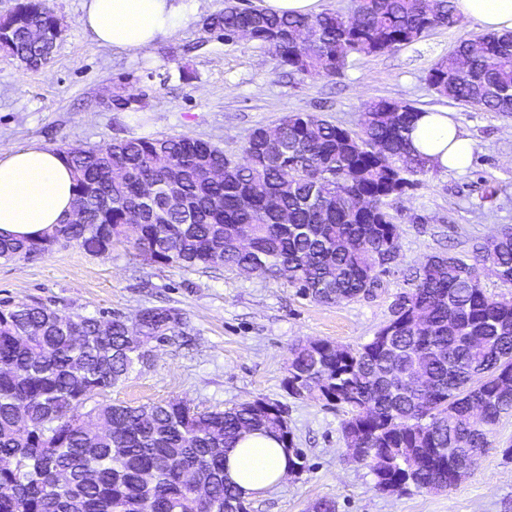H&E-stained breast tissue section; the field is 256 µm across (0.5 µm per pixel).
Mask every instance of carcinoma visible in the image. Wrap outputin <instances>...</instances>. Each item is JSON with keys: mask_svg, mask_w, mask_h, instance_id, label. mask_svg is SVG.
Here are the masks:
<instances>
[{"mask_svg": "<svg viewBox=\"0 0 512 512\" xmlns=\"http://www.w3.org/2000/svg\"><path fill=\"white\" fill-rule=\"evenodd\" d=\"M207 31L247 41L307 78L339 74L351 56H376L460 23L452 0H354L345 13H269L229 0L205 18ZM58 19L48 0H21L6 17L0 50L38 68ZM441 98L512 114V35L463 39L428 70ZM420 109L404 101L364 104L359 129L316 112H290L253 129L245 163L210 141L179 135L134 137L63 150L75 200L66 221L39 239L0 235V259H29L77 244L93 256L128 246L148 264L240 268L284 279L321 304L352 301L382 287L381 257L396 261L399 228L391 202L416 185L428 161L412 152ZM176 179L187 208L161 212ZM159 188L155 197L143 186ZM471 262L432 255L409 270L413 288L392 318L355 347L328 340L291 350L285 387L315 388L347 409L342 436L361 449L379 490H446L453 466L474 470L493 427L512 413V297L485 292L489 272L512 288V231L478 242ZM131 325L114 316L69 315L38 301L0 302V512H239L224 478L226 451L243 434H274L302 468L284 409L264 400L223 411L185 401L137 406L90 396L122 384L151 360L143 346L176 344L183 314L145 307ZM209 490L199 498L184 475Z\"/></svg>", "mask_w": 512, "mask_h": 512, "instance_id": "obj_1", "label": "carcinoma"}]
</instances>
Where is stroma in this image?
<instances>
[{"label":"stroma","instance_id":"35a3bbf8","mask_svg":"<svg viewBox=\"0 0 512 512\" xmlns=\"http://www.w3.org/2000/svg\"><path fill=\"white\" fill-rule=\"evenodd\" d=\"M185 4L189 20L172 37L146 51H117L82 28V0H50L63 29L50 62L30 70L0 52V150L184 135L237 157L253 128L274 125L286 113L317 112L354 130L364 103L388 98L451 112L475 143L470 168L428 171L394 201L399 256L368 298L323 305L258 272L149 265L124 246L96 257L71 244L0 261V302L38 299L66 315L105 319L131 318L145 307L180 309L186 344L157 345L150 363L92 401L184 400L204 411L257 399L281 405L302 468L247 500L248 512H311L324 499L335 512H512V415L500 419L492 447L456 488L389 494L345 447L344 409L293 398L284 385L294 346L369 341L390 320L396 296L409 291L408 269L448 252L471 259L476 242L512 229V115L448 101L425 81L432 64L477 35V26L464 20L438 28L396 50L351 57L341 75L310 79L282 72L253 44L227 45L205 32L203 19L222 11L225 0ZM119 87L141 97L142 108L105 109L102 99ZM490 185L498 192L489 200Z\"/></svg>","mask_w":512,"mask_h":512}]
</instances>
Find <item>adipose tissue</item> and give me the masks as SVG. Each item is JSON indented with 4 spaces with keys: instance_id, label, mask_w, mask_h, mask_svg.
Masks as SVG:
<instances>
[{
    "instance_id": "ef3b65f1",
    "label": "adipose tissue",
    "mask_w": 512,
    "mask_h": 512,
    "mask_svg": "<svg viewBox=\"0 0 512 512\" xmlns=\"http://www.w3.org/2000/svg\"><path fill=\"white\" fill-rule=\"evenodd\" d=\"M458 15L485 32H512V0H454ZM81 22L101 45L142 51L171 37L189 15L180 0H83ZM411 147L433 168L465 171L472 139L443 111L417 114ZM72 173L63 154L39 145L0 152V234L38 238L71 212ZM289 472L286 450L272 436L247 435L226 454L225 474L243 498L270 490Z\"/></svg>"
}]
</instances>
